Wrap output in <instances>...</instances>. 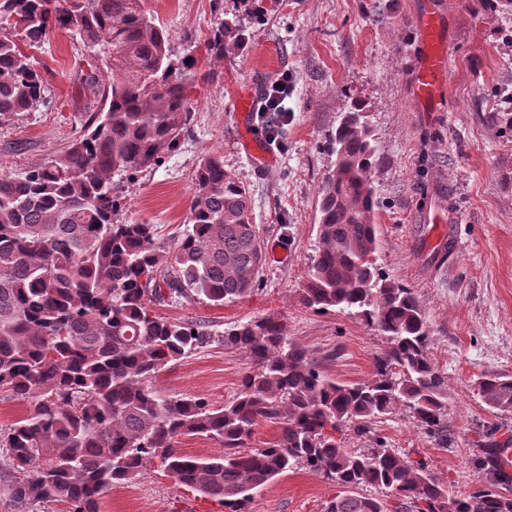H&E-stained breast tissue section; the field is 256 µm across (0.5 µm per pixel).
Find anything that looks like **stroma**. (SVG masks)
I'll return each mask as SVG.
<instances>
[{
    "label": "stroma",
    "mask_w": 512,
    "mask_h": 512,
    "mask_svg": "<svg viewBox=\"0 0 512 512\" xmlns=\"http://www.w3.org/2000/svg\"><path fill=\"white\" fill-rule=\"evenodd\" d=\"M250 25L239 49L212 62L213 78L196 84L191 130L178 149L123 187L120 216L156 227L154 245L173 252L185 230L194 174L207 153L251 191L253 220L264 245H282L287 261L266 260L257 289L220 307L172 299L157 313L204 324L213 335L233 323L273 316L309 359L343 382L374 378L385 340L344 313L318 312L301 300L318 242L317 187L333 166L326 142L352 99L369 106L382 164L379 263L389 279L413 288L432 330L429 355L448 380V444L440 446L397 409L368 435L349 430L345 448L360 452L384 438L388 447L424 460L429 474L454 495L487 484L476 460L486 444L512 438V413L489 411L473 383L481 374L512 375V141L483 123L499 89L512 85V43L501 16L478 0H280ZM178 54L203 58L218 17L242 14L241 0H152ZM442 18L446 72L433 106L415 98L424 58L421 17ZM48 87L44 104L0 125V174L18 175L60 152L76 137L85 113L97 109L84 93L96 61L67 32L50 33L35 49ZM290 77L289 115L277 135L263 116L240 123L248 89L264 93ZM250 369L240 352L215 343L171 362L154 380L164 396L221 406ZM333 482L300 467L257 492L249 512H324ZM99 512H221L218 503L185 491L150 463L108 488Z\"/></svg>",
    "instance_id": "stroma-1"
}]
</instances>
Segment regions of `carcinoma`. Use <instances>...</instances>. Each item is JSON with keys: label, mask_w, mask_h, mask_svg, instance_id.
Masks as SVG:
<instances>
[{"label": "carcinoma", "mask_w": 512, "mask_h": 512, "mask_svg": "<svg viewBox=\"0 0 512 512\" xmlns=\"http://www.w3.org/2000/svg\"><path fill=\"white\" fill-rule=\"evenodd\" d=\"M56 28L99 54L107 82L85 84L102 105L63 153L22 176L0 174V388L28 404L0 440L17 512L50 502L99 512L103 490L156 460L224 512H248L255 492L300 466L339 488L325 512H388L386 500L357 493L363 486L383 489L407 512H512V496L500 491L512 483V440L478 457L488 486L459 497L422 460L381 443L360 453L344 448L345 431L367 433L399 407L448 445V381L428 355L431 327L414 289L389 280L378 263L380 157L362 103L342 113L328 140L335 162L318 191L319 241L302 301L359 318L385 337L376 378L347 384L325 375L268 316L221 336L251 364L231 401L211 407L153 389L169 363L214 336L152 304L222 306L255 291L265 256L251 194L208 154L173 254L154 247L155 225L118 218V178L160 165L193 121L198 60L176 56L150 0H0V30H9L0 35V124L43 100L45 77L26 49ZM245 40L242 19L224 18L205 42L207 57L222 60ZM483 119L511 141L512 94ZM475 388L489 410L512 412V376L483 374ZM262 421L279 434L252 448ZM193 436L224 454L179 453L177 440Z\"/></svg>", "instance_id": "cac0c4a2"}]
</instances>
